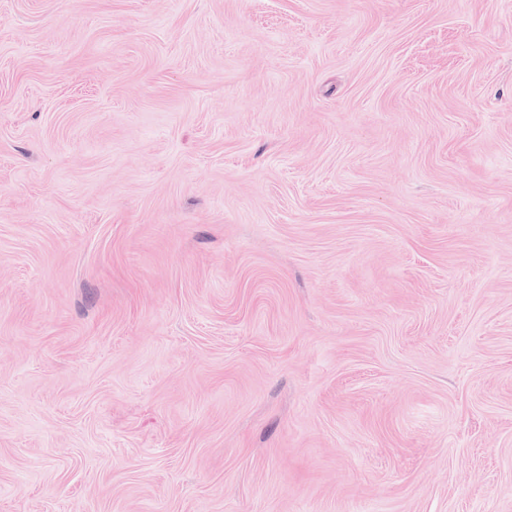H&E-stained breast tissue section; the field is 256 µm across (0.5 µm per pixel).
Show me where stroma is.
Listing matches in <instances>:
<instances>
[{
    "instance_id": "35a3bbf8",
    "label": "stroma",
    "mask_w": 512,
    "mask_h": 512,
    "mask_svg": "<svg viewBox=\"0 0 512 512\" xmlns=\"http://www.w3.org/2000/svg\"><path fill=\"white\" fill-rule=\"evenodd\" d=\"M0 512H512V0H0Z\"/></svg>"
}]
</instances>
